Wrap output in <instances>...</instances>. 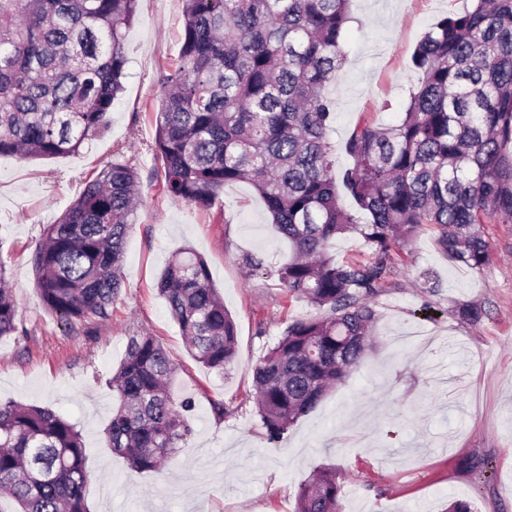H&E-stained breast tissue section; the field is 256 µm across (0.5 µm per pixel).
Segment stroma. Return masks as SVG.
I'll return each mask as SVG.
<instances>
[{
    "mask_svg": "<svg viewBox=\"0 0 512 512\" xmlns=\"http://www.w3.org/2000/svg\"><path fill=\"white\" fill-rule=\"evenodd\" d=\"M466 0H351L345 63L332 95L336 166L352 165L345 144L363 124L399 122L418 76L411 55L441 16ZM183 0H139L127 32L125 89L107 131L74 155L0 157V273L13 290L19 332L0 338V402L46 407L77 424L90 478V512H294L314 471L336 469L346 512H512V222L485 225L491 261L471 270L438 250L432 228L392 254L388 288L364 364L300 418L279 445L263 434L253 367L294 319L315 315L288 296L276 268L288 245L244 182L199 208L170 196L150 145L161 75L175 67ZM135 167L142 200L125 244L124 287L112 317L68 327L35 288L32 252L45 225L72 205L81 180L112 163ZM190 248L238 331L225 374L189 354L156 290L173 254ZM477 305L485 317L463 319ZM156 336L177 365L173 390L190 395L191 433L165 467L138 473L114 454L102 430L112 416L109 380L129 336ZM224 402L225 417L213 405ZM474 468L463 467V460Z\"/></svg>",
    "mask_w": 512,
    "mask_h": 512,
    "instance_id": "stroma-1",
    "label": "stroma"
}]
</instances>
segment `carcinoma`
Listing matches in <instances>:
<instances>
[{"instance_id": "cac0c4a2", "label": "carcinoma", "mask_w": 512, "mask_h": 512, "mask_svg": "<svg viewBox=\"0 0 512 512\" xmlns=\"http://www.w3.org/2000/svg\"><path fill=\"white\" fill-rule=\"evenodd\" d=\"M138 2L0 0V156L76 154L107 130ZM350 2L184 0L179 60L161 78L152 149L165 191L204 207L224 186L249 182L288 243L280 285L325 312L289 323L254 366L271 443L363 364L394 250L432 226L448 260L481 270L490 259L483 225L512 218V0H472L437 20L412 55L419 78L403 117L355 129L353 165L338 172L330 88ZM139 183L136 169L110 164L36 244L41 300L69 326L112 317ZM340 186L363 222L341 205ZM345 234L371 245L372 260L336 262L329 245ZM158 292L196 361L231 368L237 329L206 260L176 252ZM17 332L0 271V338ZM175 373L162 343L139 333L109 380L105 440L136 472L159 470L190 433L194 402L175 396ZM89 477L74 424L49 408L0 403V501L14 512H90ZM295 512H344L336 470L303 484Z\"/></svg>"}]
</instances>
